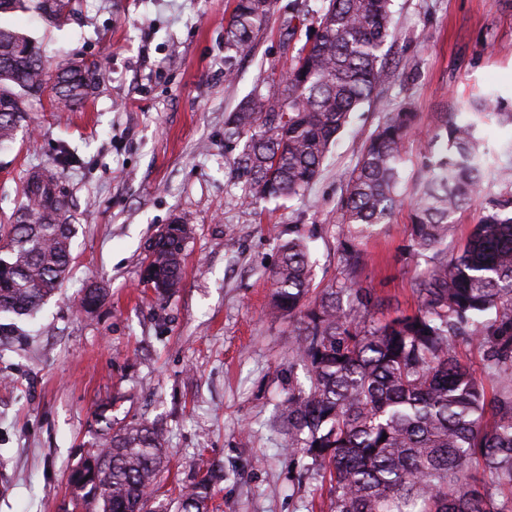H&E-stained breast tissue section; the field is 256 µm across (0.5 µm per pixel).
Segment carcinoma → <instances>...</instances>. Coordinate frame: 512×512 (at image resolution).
Here are the masks:
<instances>
[{
	"instance_id": "obj_1",
	"label": "carcinoma",
	"mask_w": 512,
	"mask_h": 512,
	"mask_svg": "<svg viewBox=\"0 0 512 512\" xmlns=\"http://www.w3.org/2000/svg\"><path fill=\"white\" fill-rule=\"evenodd\" d=\"M0 0V15L18 9L61 25L71 0ZM392 0H326L309 47L276 85L255 88L230 113L224 136L244 141L233 159L243 180V201L301 196L319 176L351 114L389 79L382 49L392 22ZM274 0H237L227 49L245 53L254 32L268 27ZM97 66L65 62L49 73L34 44L0 24V145L16 134L47 81L54 105H80ZM484 94L468 119L436 118L424 137L414 184L411 254L430 264L414 281L418 305L381 321L382 305L363 287L360 244L391 222L404 203L399 191L402 149L416 133V114L389 112L370 136L346 178L336 206L342 234L343 280L306 301L313 269L303 241L281 246L269 272L273 312L296 322L295 359L307 384L288 392L274 423L329 476L333 512H512V191L490 195L489 152L480 123L496 112ZM63 161L33 171L22 192V220L7 225L0 245V344L14 320L30 317L62 288L73 256L68 196L59 188ZM476 197L487 201L459 252L448 254L452 217ZM187 219L171 225L147 255L157 296L182 284ZM107 296L94 285L79 307ZM476 344L498 388L488 395L482 378L456 355ZM109 406L96 421L101 449L70 475L76 500L88 512H167L150 488L166 456L165 432L147 421L116 428ZM224 473L209 470L181 494L179 512H207Z\"/></svg>"
}]
</instances>
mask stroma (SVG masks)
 <instances>
[{"instance_id": "35a3bbf8", "label": "stroma", "mask_w": 512, "mask_h": 512, "mask_svg": "<svg viewBox=\"0 0 512 512\" xmlns=\"http://www.w3.org/2000/svg\"><path fill=\"white\" fill-rule=\"evenodd\" d=\"M289 0L249 52L226 62L235 0H75L53 26L17 12L0 22L25 32L48 66L98 64V79L73 111L33 99L15 139L0 146V224L20 219L29 171L67 155L61 188L76 228L73 267L59 294L0 347V512H82L69 485L97 450L94 412L153 422L167 437L155 498L178 506L206 462L224 467L209 512H330L329 483L272 424L276 405L305 376L293 357L291 321L270 312L271 265L289 238L306 241L321 289L339 276L336 205L345 178L385 115L406 106L421 127L455 115L490 89L512 112V0H392L382 54L392 75L353 116L309 190L245 204L230 174L236 149L224 122L258 85L277 83L314 26L323 0H298L299 30L282 43ZM235 77L226 80V67ZM512 188V128L481 125ZM189 218L183 283L159 298L145 283L154 235ZM409 209L362 244L359 279L383 299L376 319L416 308L420 263L409 259ZM108 294L85 311L88 285Z\"/></svg>"}]
</instances>
